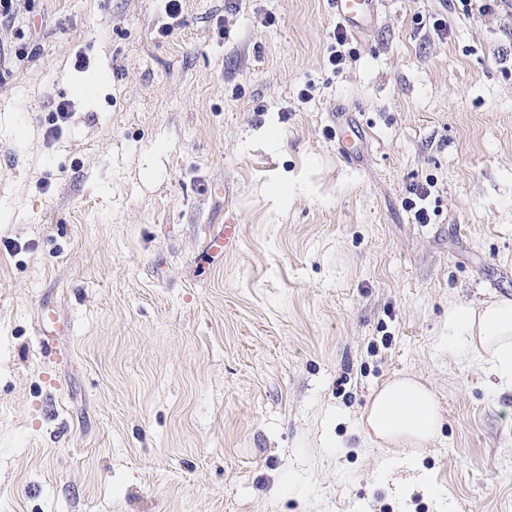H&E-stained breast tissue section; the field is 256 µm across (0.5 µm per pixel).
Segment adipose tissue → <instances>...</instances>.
I'll return each instance as SVG.
<instances>
[{
    "mask_svg": "<svg viewBox=\"0 0 512 512\" xmlns=\"http://www.w3.org/2000/svg\"><path fill=\"white\" fill-rule=\"evenodd\" d=\"M448 346L488 365L500 382L512 385V299L499 297L477 306L451 308ZM363 421L372 443L412 448V455L396 459L395 464L413 471L416 486L429 487L426 472L418 468L415 450L440 431L442 415L435 393L410 376L392 379L373 395Z\"/></svg>",
    "mask_w": 512,
    "mask_h": 512,
    "instance_id": "adipose-tissue-1",
    "label": "adipose tissue"
}]
</instances>
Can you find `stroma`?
<instances>
[{
  "label": "stroma",
  "mask_w": 512,
  "mask_h": 512,
  "mask_svg": "<svg viewBox=\"0 0 512 512\" xmlns=\"http://www.w3.org/2000/svg\"><path fill=\"white\" fill-rule=\"evenodd\" d=\"M17 9L0 512H438L362 425L398 374L438 398L451 512H512V391L448 350L451 307L512 298V10L381 0L335 67L330 0ZM431 183H425V184H416L410 189V193L415 196V198L418 200V203L408 198L407 204L411 209H416L417 205L419 206L415 210V218L420 224H426L429 223L430 217L428 214V210L425 206H422V202H424L430 195Z\"/></svg>",
  "instance_id": "stroma-1"
}]
</instances>
